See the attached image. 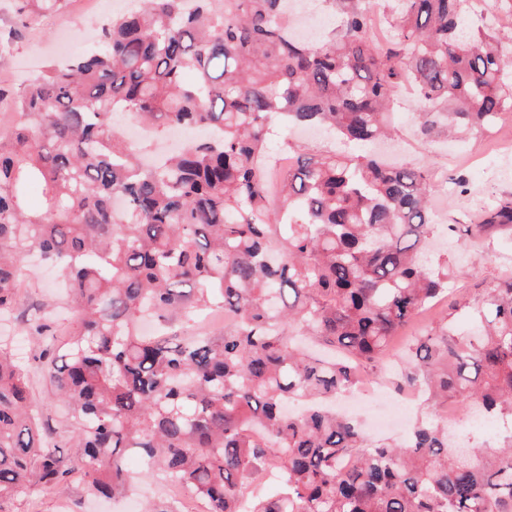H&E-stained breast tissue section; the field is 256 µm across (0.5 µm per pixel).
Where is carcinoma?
Masks as SVG:
<instances>
[{"instance_id":"cac0c4a2","label":"carcinoma","mask_w":512,"mask_h":512,"mask_svg":"<svg viewBox=\"0 0 512 512\" xmlns=\"http://www.w3.org/2000/svg\"><path fill=\"white\" fill-rule=\"evenodd\" d=\"M54 12L67 0H21ZM292 0H146L112 18L101 48L8 91L0 130V310L34 253L65 266L76 329L50 317L34 357L74 412L69 436L33 404L28 367L0 338V506L28 485L125 497L141 477L183 485L203 512H512V433L489 450L417 422L409 442L370 448L330 406L396 362L407 388L512 419V277L462 332L442 319L389 355L393 336L448 296L423 166L377 157L288 155L270 205L267 134L320 125L350 142L392 136L391 95L408 83L419 131L469 136L512 112V37L473 27L482 0H321L337 22L300 37ZM386 16L385 44L371 15ZM205 129L159 165L114 122ZM41 184L44 208L25 204ZM512 224V201L479 238ZM222 336H146L215 306ZM137 456L143 472L126 460ZM279 475L275 492L263 475Z\"/></svg>"}]
</instances>
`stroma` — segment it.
<instances>
[{"label": "stroma", "mask_w": 512, "mask_h": 512, "mask_svg": "<svg viewBox=\"0 0 512 512\" xmlns=\"http://www.w3.org/2000/svg\"><path fill=\"white\" fill-rule=\"evenodd\" d=\"M96 0H71L58 13L18 16L15 0H0V42L8 47L0 52V87L16 82L19 70L39 73L52 48L67 47L81 54L95 47L103 21ZM392 117L396 138L406 147L402 162L407 166H426L436 185L431 206L436 223L477 224L484 209L497 200H512V165L505 166L490 152L491 143L501 137L512 138V115H504L490 133L465 139L422 138L417 127V105L410 89L397 86ZM298 151L359 153V146L343 144L317 132L311 135H284L274 131L269 148L277 154L285 146ZM448 263L456 270L448 283V299L461 303L455 311L459 329L470 326L464 304L473 302L498 279L512 275V231H496L478 239H462L451 245ZM64 273L38 263L27 265L20 279L19 304L0 316V336L14 340V352L23 362L38 354L40 340L28 335L27 321L44 313L47 302H55L54 326L59 337H67L74 317L64 307ZM73 512H115L112 502L90 498L81 480H74L65 493L41 492L27 488L5 503L6 512H62L63 505Z\"/></svg>", "instance_id": "obj_1"}]
</instances>
